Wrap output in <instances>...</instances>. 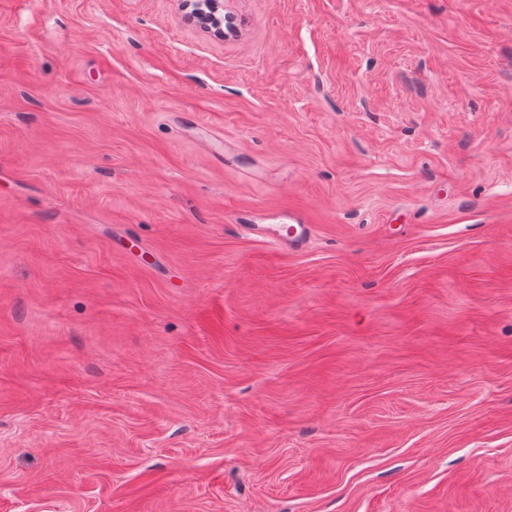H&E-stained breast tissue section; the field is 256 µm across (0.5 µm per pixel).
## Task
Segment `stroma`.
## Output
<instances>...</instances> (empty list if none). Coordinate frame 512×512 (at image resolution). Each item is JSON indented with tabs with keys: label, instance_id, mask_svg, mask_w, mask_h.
Returning <instances> with one entry per match:
<instances>
[{
	"label": "stroma",
	"instance_id": "1",
	"mask_svg": "<svg viewBox=\"0 0 512 512\" xmlns=\"http://www.w3.org/2000/svg\"><path fill=\"white\" fill-rule=\"evenodd\" d=\"M224 9L0 0V512H512V0ZM196 2V11L192 17L201 23H213L217 29H220L221 19L217 14H223V1L219 0H200ZM282 224H240L249 235L283 246L288 250H298L304 247L309 237V225L302 224L299 217L291 211H283L279 214ZM283 224H289L285 226ZM288 227V233L285 229Z\"/></svg>",
	"mask_w": 512,
	"mask_h": 512
}]
</instances>
